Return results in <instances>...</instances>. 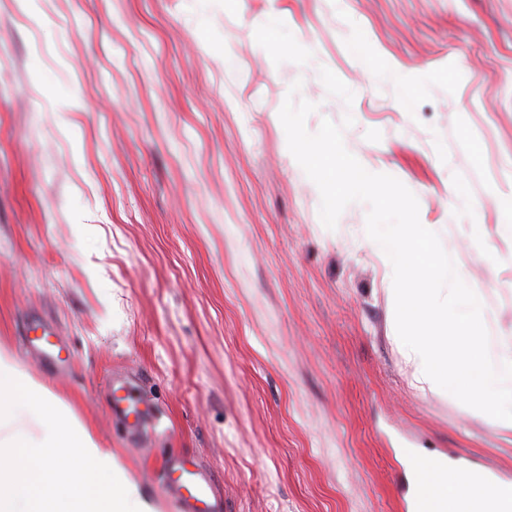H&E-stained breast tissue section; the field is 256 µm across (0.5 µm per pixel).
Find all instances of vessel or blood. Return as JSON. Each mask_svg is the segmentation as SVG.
<instances>
[{
	"instance_id": "vessel-or-blood-1",
	"label": "vessel or blood",
	"mask_w": 512,
	"mask_h": 512,
	"mask_svg": "<svg viewBox=\"0 0 512 512\" xmlns=\"http://www.w3.org/2000/svg\"><path fill=\"white\" fill-rule=\"evenodd\" d=\"M28 343L37 351L44 363L60 361L63 344L51 340L50 336H32ZM112 412L133 418L135 424H142L151 410L143 395L142 386L133 380L121 383L113 390ZM409 467L416 494L410 505L411 512H436L439 497L427 485V476H436L444 483H465L473 489L482 488L484 480L490 477V470L473 472L460 467L449 472L445 469L443 457L411 455ZM162 482L166 493L174 501L177 512H225L227 503L219 494L211 474L198 460L184 461L178 458L167 460L163 466Z\"/></svg>"
}]
</instances>
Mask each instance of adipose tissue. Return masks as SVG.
<instances>
[{
	"mask_svg": "<svg viewBox=\"0 0 512 512\" xmlns=\"http://www.w3.org/2000/svg\"><path fill=\"white\" fill-rule=\"evenodd\" d=\"M0 481L13 487L0 512H158L111 449L3 351Z\"/></svg>",
	"mask_w": 512,
	"mask_h": 512,
	"instance_id": "obj_1",
	"label": "adipose tissue"
}]
</instances>
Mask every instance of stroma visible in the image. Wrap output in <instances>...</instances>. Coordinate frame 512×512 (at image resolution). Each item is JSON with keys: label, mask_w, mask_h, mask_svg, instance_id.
Instances as JSON below:
<instances>
[{"label": "stroma", "mask_w": 512, "mask_h": 512, "mask_svg": "<svg viewBox=\"0 0 512 512\" xmlns=\"http://www.w3.org/2000/svg\"><path fill=\"white\" fill-rule=\"evenodd\" d=\"M296 82L307 131L352 116L345 148L512 328V0H0V348L161 512L170 450L229 512H407L405 448L512 479V431L413 386L368 205L323 225L279 118ZM34 324L65 369L26 356ZM121 377L160 420L139 444ZM112 414L125 418L134 417L129 439L134 441L143 421L151 415L142 386L133 380L123 382L113 389Z\"/></svg>", "instance_id": "35a3bbf8"}]
</instances>
